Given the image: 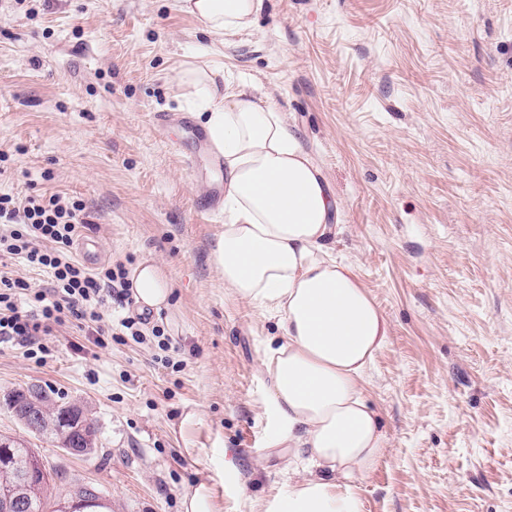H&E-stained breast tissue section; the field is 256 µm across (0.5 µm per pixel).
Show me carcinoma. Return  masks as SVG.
<instances>
[{"label":"carcinoma","instance_id":"1","mask_svg":"<svg viewBox=\"0 0 512 512\" xmlns=\"http://www.w3.org/2000/svg\"><path fill=\"white\" fill-rule=\"evenodd\" d=\"M0 405L18 413L36 408L38 417L31 434L49 438L63 451L70 448H95L97 427L94 420L75 404H51L47 395L36 385L3 394ZM0 512H62L74 503L83 504L84 512L103 508L112 512V503L99 502L103 495L97 485L78 483L73 486L70 498L56 503L49 511L48 493L51 482L59 473L44 463L38 449L25 442L0 435Z\"/></svg>","mask_w":512,"mask_h":512}]
</instances>
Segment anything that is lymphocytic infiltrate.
<instances>
[{"label": "lymphocytic infiltrate", "mask_w": 512, "mask_h": 512, "mask_svg": "<svg viewBox=\"0 0 512 512\" xmlns=\"http://www.w3.org/2000/svg\"><path fill=\"white\" fill-rule=\"evenodd\" d=\"M88 222L82 201L58 193L0 194V257L19 256L28 266L52 273L49 288L34 293L29 311L18 306V296L30 289L29 283L0 273V342L15 340L32 347L54 327L71 321L93 336L120 330L139 344L148 336H161L160 327L150 326L145 313L124 315L112 328L104 325L106 303L124 309L132 306L133 298L123 264L93 270L73 257L72 245Z\"/></svg>", "instance_id": "1"}]
</instances>
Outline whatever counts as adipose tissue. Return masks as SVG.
Segmentation results:
<instances>
[{
	"instance_id": "1",
	"label": "adipose tissue",
	"mask_w": 512,
	"mask_h": 512,
	"mask_svg": "<svg viewBox=\"0 0 512 512\" xmlns=\"http://www.w3.org/2000/svg\"><path fill=\"white\" fill-rule=\"evenodd\" d=\"M175 8L221 36L252 28L265 0H175ZM219 77L210 64H185L172 82L224 163L227 221L211 262L233 299L273 311L283 331L261 367L303 468L261 512H362L351 484L388 446L362 386L390 324L355 268L335 256L339 200L285 114ZM131 283L143 306L171 297L155 260H142Z\"/></svg>"
}]
</instances>
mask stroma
I'll return each instance as SVG.
<instances>
[{"instance_id": "stroma-1", "label": "stroma", "mask_w": 512, "mask_h": 512, "mask_svg": "<svg viewBox=\"0 0 512 512\" xmlns=\"http://www.w3.org/2000/svg\"><path fill=\"white\" fill-rule=\"evenodd\" d=\"M200 57L286 112L341 200L336 252L391 331L364 382L388 446L363 512H512V0H267L208 34L172 0H0V192L81 199L102 260L155 258L169 350L98 347L78 325L40 359L0 343V394L75 403L98 448L75 458L0 407V434L97 484L112 512H259L298 474L277 446L260 362L279 317L236 302L210 261L215 157L184 131L175 69ZM193 152V151H192ZM184 512H215L211 487L206 479L198 482L193 492L182 501Z\"/></svg>"}]
</instances>
